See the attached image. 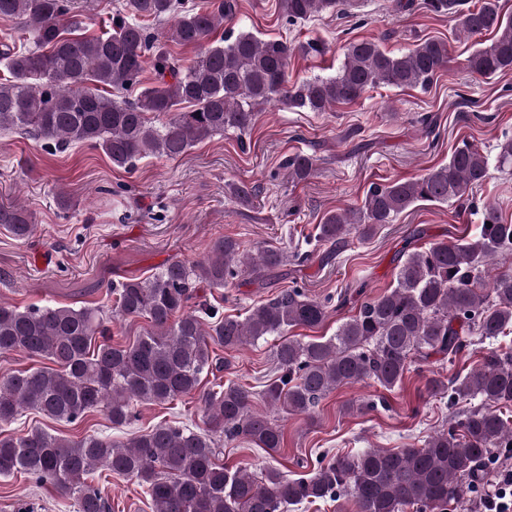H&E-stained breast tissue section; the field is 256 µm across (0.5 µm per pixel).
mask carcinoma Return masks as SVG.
Here are the masks:
<instances>
[{
	"mask_svg": "<svg viewBox=\"0 0 512 512\" xmlns=\"http://www.w3.org/2000/svg\"><path fill=\"white\" fill-rule=\"evenodd\" d=\"M356 0H280L288 23L310 20ZM236 0H212L201 10L185 0H121L111 30L80 32L73 0H0V18L19 19L27 43L0 44V132L33 138L46 150L71 144L100 149L120 168L159 155L186 153L226 131L253 127L258 105L282 100L296 112H328L351 104L380 85L426 88L448 64V43L419 39L401 53L374 39L353 40L333 76L288 85L296 55L323 54L321 39L294 43L232 31L211 40L236 13ZM466 37L494 33L473 49L463 68L473 75L512 71V17L498 0L461 11L458 0H431ZM197 49L185 63L168 43ZM154 83L140 86L146 63ZM139 88L132 100L114 94ZM496 168L512 167V138L497 144ZM288 179L299 183L315 171V159L294 154L285 161ZM490 176V156L462 142L448 163L418 177L374 184L357 209L330 212L318 225L317 242L335 250L350 235L365 240L418 202L454 203ZM478 237L436 242L402 254L395 285L360 305L358 313L326 340L286 338L274 350L277 376L256 394L228 382L201 391L203 374L221 372L213 347L238 348L281 337L293 327L315 328L328 318L326 303L298 288L280 291L243 319L195 302L205 282L225 288L247 274L265 281L288 261L275 248L241 249L233 238L216 240L207 260L175 261L145 279L112 286L113 309L0 303V354L23 352L53 366L0 377V423L24 410L73 423L100 408L112 427L130 425L140 403L165 404L198 395L204 428L163 424L125 443L107 437L69 439L34 428L0 438V476L24 474L73 498L78 512H109L108 496L88 476L103 466L136 478L153 512H290L301 504L349 494L356 512H445L465 490L485 483L497 452L512 448V425L501 408L512 404V349L490 348L479 363L448 382L432 379L429 390L448 396V406L480 400L448 415V430L422 448L369 449L334 458L308 476L290 478L269 467L256 478L245 466L220 462L224 441L245 438L271 454L283 432L275 419L253 409L256 397L285 412L310 413L333 390L370 379L391 391L413 358L453 356L472 344L512 333V224L487 205ZM0 226L14 238L32 234L29 215L0 205ZM144 318L148 327L133 342H112V314Z\"/></svg>",
	"mask_w": 512,
	"mask_h": 512,
	"instance_id": "obj_1",
	"label": "carcinoma"
}]
</instances>
